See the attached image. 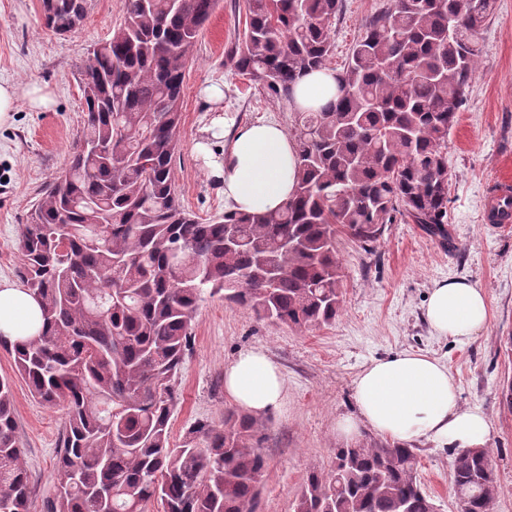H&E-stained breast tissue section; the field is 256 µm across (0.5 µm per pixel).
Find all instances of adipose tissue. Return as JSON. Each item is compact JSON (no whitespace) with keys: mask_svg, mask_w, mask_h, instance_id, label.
<instances>
[{"mask_svg":"<svg viewBox=\"0 0 512 512\" xmlns=\"http://www.w3.org/2000/svg\"><path fill=\"white\" fill-rule=\"evenodd\" d=\"M210 112L193 152L207 177L238 212H275L292 198L296 185V145L282 125L260 121L238 124L224 109V85L205 86ZM336 96V72L325 67L296 85L289 107L295 112L319 108ZM425 320L439 336L465 341L485 329L487 297L476 283L445 279L432 289ZM43 318L28 288L0 281V335L23 342L39 335ZM224 387L235 403L256 417L278 409L285 382L278 365L263 351L250 349L224 369ZM357 414L340 419L337 431L355 436L361 427L399 443L425 440L437 447L484 448L491 425L485 413L460 403L454 377L438 359L405 352L372 361L355 380Z\"/></svg>","mask_w":512,"mask_h":512,"instance_id":"adipose-tissue-1","label":"adipose tissue"}]
</instances>
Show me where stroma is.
<instances>
[{"label":"stroma","mask_w":512,"mask_h":512,"mask_svg":"<svg viewBox=\"0 0 512 512\" xmlns=\"http://www.w3.org/2000/svg\"><path fill=\"white\" fill-rule=\"evenodd\" d=\"M391 0H345L328 65L341 69L366 18ZM42 0H0V82L48 87L49 108L20 102L0 128V280L18 281L21 226L41 190L69 164L81 134L78 72L91 45L109 40L123 19L122 0H88L80 27L49 32ZM238 0H221L198 37L186 73L183 121L174 176L181 203L206 219L224 211V197L206 177L192 145L207 120L203 85L224 83V109L238 123L272 120L292 128L287 102L259 92L238 74L227 51L244 26ZM479 54L466 102L448 133V237L427 234L401 219L388 225L371 250L341 240L342 311L335 324L301 332L258 320L250 309L205 297L192 320V340L177 380L179 402L171 442L180 444L198 420L221 421L233 402L224 368L241 352L266 351L286 382L282 407L270 415L262 452L261 512H293L310 467L327 465L348 437L339 418L355 414L354 382L372 360L404 351L444 363L455 377L462 406L481 409L492 425L488 444L497 490L492 512H512V410L502 403L512 380V223L482 219L483 198L499 177H512V0H494L493 16L478 34ZM464 278L486 292L490 321L471 341L434 335L424 307L436 282ZM16 434L30 474L35 508L55 493L54 466L64 412L35 401L22 379L13 384ZM418 477L440 512H457L449 475L451 448L417 444Z\"/></svg>","instance_id":"35a3bbf8"}]
</instances>
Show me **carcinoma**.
I'll list each match as a JSON object with an SVG mask.
<instances>
[{
  "instance_id": "1",
  "label": "carcinoma",
  "mask_w": 512,
  "mask_h": 512,
  "mask_svg": "<svg viewBox=\"0 0 512 512\" xmlns=\"http://www.w3.org/2000/svg\"><path fill=\"white\" fill-rule=\"evenodd\" d=\"M42 3L57 35L88 0ZM235 70L289 100L327 64L344 0H244ZM219 0H123L112 38L80 72L85 119L65 173L31 209L20 276L42 308L39 335L0 346L31 394L65 413L43 512H260L267 421L237 410L191 425L170 445L176 377L200 301L216 295L260 321L298 330L342 309L339 241L363 247L397 216L448 240L445 142L467 99L477 34L492 0H392L369 18L336 74V99L299 112L296 191L278 212L226 211L205 222L173 179L186 72ZM455 22L461 36L448 31ZM112 146V151L99 148ZM415 449L388 439L338 448L309 470L294 512H438ZM467 512H490L489 451L450 464ZM10 380L0 376V512H31Z\"/></svg>"
}]
</instances>
